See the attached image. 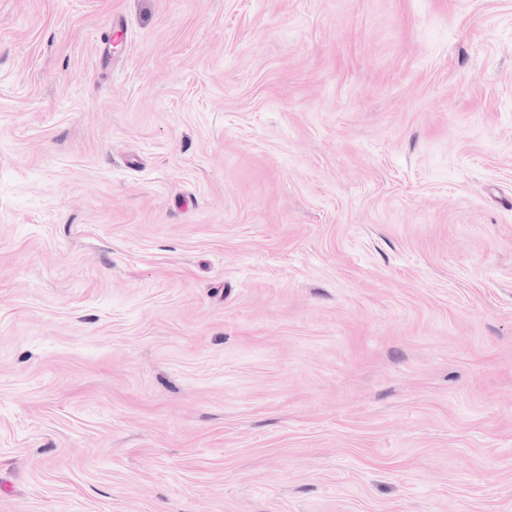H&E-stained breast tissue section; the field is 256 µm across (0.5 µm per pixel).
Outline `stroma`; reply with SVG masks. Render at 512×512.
<instances>
[{"mask_svg": "<svg viewBox=\"0 0 512 512\" xmlns=\"http://www.w3.org/2000/svg\"><path fill=\"white\" fill-rule=\"evenodd\" d=\"M0 512H512V0H0Z\"/></svg>", "mask_w": 512, "mask_h": 512, "instance_id": "stroma-1", "label": "stroma"}]
</instances>
